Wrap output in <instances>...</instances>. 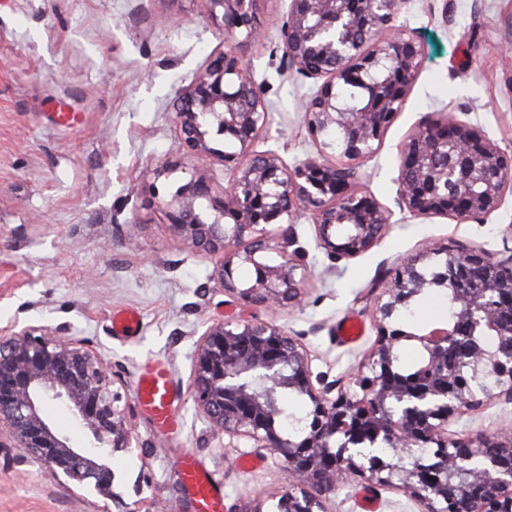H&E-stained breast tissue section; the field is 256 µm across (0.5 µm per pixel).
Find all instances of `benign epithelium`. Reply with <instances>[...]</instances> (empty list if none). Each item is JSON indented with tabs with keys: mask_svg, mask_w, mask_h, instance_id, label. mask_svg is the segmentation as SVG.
<instances>
[{
	"mask_svg": "<svg viewBox=\"0 0 512 512\" xmlns=\"http://www.w3.org/2000/svg\"><path fill=\"white\" fill-rule=\"evenodd\" d=\"M207 19L224 49L180 93L174 107L183 157L237 161L224 190L193 176L169 205L171 232L194 249L219 253L209 279L253 306L286 307L305 282L300 253L289 251L291 224L312 216L318 246L332 260L356 257L379 240L389 211L356 188L358 169L372 157L417 77L421 49L393 22L400 0H290L280 28L287 66L315 84L305 110L309 135L322 148L339 132L340 161L310 157L290 166L273 149L255 150L268 124L266 105L243 56L263 34L264 0H207ZM359 86L362 106L340 107L338 89ZM228 136L232 155L212 149L207 126ZM399 208L414 217L458 222L498 210L512 191V153L478 125L451 115H426L403 142L397 175ZM207 203L205 221L195 202ZM276 252L275 262L267 254ZM442 256L440 271L423 265ZM249 264L244 284L233 267ZM448 289L454 319L421 337L425 363L413 374L395 366L401 333L385 322L397 307L431 286ZM379 345L358 393L315 387L307 351L281 327L244 321L214 323L192 354L191 396L210 437L225 448L243 440L280 455L292 489L288 512H313L350 477L409 496L420 512H512V431L448 437V421L494 400L512 401V254L432 243L402 259L375 308ZM122 377L79 341L26 329L0 344L1 448L34 458L54 472L108 491L115 480L105 458L141 448L126 419ZM311 403L307 432L291 437L276 426L278 389ZM66 406L90 432L80 444L60 433L42 403ZM398 458L430 452L412 467L378 462L379 444Z\"/></svg>",
	"mask_w": 512,
	"mask_h": 512,
	"instance_id": "7a95c632",
	"label": "benign epithelium"
}]
</instances>
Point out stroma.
I'll list each match as a JSON object with an SVG mask.
<instances>
[{
	"instance_id": "35a3bbf8",
	"label": "stroma",
	"mask_w": 512,
	"mask_h": 512,
	"mask_svg": "<svg viewBox=\"0 0 512 512\" xmlns=\"http://www.w3.org/2000/svg\"><path fill=\"white\" fill-rule=\"evenodd\" d=\"M289 0H266L265 37L247 52L270 115L257 149L274 148L290 164L316 155L303 122L312 82L287 67L280 27ZM396 26L423 47L406 106L359 170L360 191L390 212L378 243L349 259L329 260L317 247L310 214L293 224V247L308 278L299 306L244 304L209 279L215 255L189 248L168 226L165 203L192 174L222 190L230 167L209 157L181 160L173 108L180 89L203 70L222 42L207 21L205 0H0V338L45 328L81 341L121 374L127 420L144 448L108 463L122 485L146 476L140 512L167 501L194 512L176 463L184 451L224 481V502L278 512L288 475L276 453L220 448L190 394L191 354L216 321L273 322L303 345L322 383L350 384L379 341L373 311L389 271L425 242L481 246L512 254V194L479 221L417 219L397 205L400 147L429 112L479 124L512 153V0H402ZM177 163L154 178L156 167ZM158 194H151V186ZM132 310L136 335L116 334L112 317ZM448 291L429 288L409 313L395 314L397 354L414 361L420 335L444 324ZM346 320L362 336L338 333ZM167 364L180 395L179 431L155 429L136 395L140 368ZM512 428V402L492 403L457 423L460 437ZM418 512L403 493L353 478L327 496L325 512ZM0 512H112L108 493L79 486L0 447Z\"/></svg>"
}]
</instances>
